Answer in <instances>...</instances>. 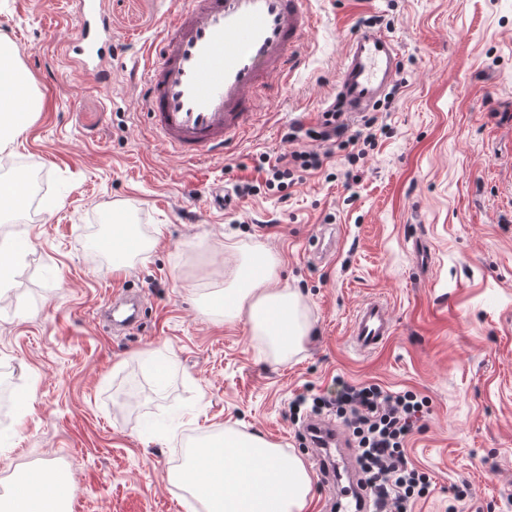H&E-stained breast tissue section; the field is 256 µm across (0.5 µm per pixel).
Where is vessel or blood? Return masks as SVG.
Masks as SVG:
<instances>
[{
  "label": "vessel or blood",
  "mask_w": 512,
  "mask_h": 512,
  "mask_svg": "<svg viewBox=\"0 0 512 512\" xmlns=\"http://www.w3.org/2000/svg\"><path fill=\"white\" fill-rule=\"evenodd\" d=\"M76 63L100 79L102 0H79ZM308 0H173L154 56L146 64L143 134L161 141L187 162L223 153L242 140L258 120L271 77L301 68V47L316 24ZM397 72L394 42L361 29L351 37L336 84L344 111L372 109L388 92ZM392 334L386 306L364 303L356 312L350 342L360 352L382 347ZM306 433L318 447V467L336 486V512H370L371 502L357 479H344L333 452L346 442L334 422L314 419Z\"/></svg>",
  "instance_id": "b4317fda"
}]
</instances>
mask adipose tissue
Segmentation results:
<instances>
[{"label":"adipose tissue","instance_id":"ef3b65f1","mask_svg":"<svg viewBox=\"0 0 512 512\" xmlns=\"http://www.w3.org/2000/svg\"><path fill=\"white\" fill-rule=\"evenodd\" d=\"M30 103V82L17 51L0 42V150L22 134L15 116ZM210 312L225 320L247 319L280 360L302 350L311 330L302 293L280 285L278 260L228 253L222 288L206 297ZM171 482L190 492L203 512H308L312 480L300 456L235 428L190 449L186 463L170 472ZM5 512H63L61 479L55 466L19 474Z\"/></svg>","mask_w":512,"mask_h":512}]
</instances>
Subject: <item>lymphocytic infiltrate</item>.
I'll return each mask as SVG.
<instances>
[{
  "instance_id": "1",
  "label": "lymphocytic infiltrate",
  "mask_w": 512,
  "mask_h": 512,
  "mask_svg": "<svg viewBox=\"0 0 512 512\" xmlns=\"http://www.w3.org/2000/svg\"><path fill=\"white\" fill-rule=\"evenodd\" d=\"M377 125L378 118L373 114L363 115L356 125H349L341 119L339 104H332L316 126L306 129L293 125L283 134V142L293 147L289 159L272 160L259 155L257 167L266 173L263 185L241 182L235 184L234 191L245 197L256 194L262 186L279 190L302 180L304 174L322 171L323 155L295 150V142L304 137L331 149L348 150L349 162H357L359 156L352 153V146L360 143L375 147ZM313 403L315 409L335 411L355 439L361 484L375 512H408L410 504L424 494L428 485L426 474L408 460L404 448L422 418L424 399L411 391L394 393L376 384H350L336 377L326 395L314 398Z\"/></svg>"
}]
</instances>
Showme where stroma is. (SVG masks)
I'll return each instance as SVG.
<instances>
[{"label": "stroma", "instance_id": "35a3bbf8", "mask_svg": "<svg viewBox=\"0 0 512 512\" xmlns=\"http://www.w3.org/2000/svg\"><path fill=\"white\" fill-rule=\"evenodd\" d=\"M169 2L104 0L102 83L63 56L78 0H0V37L43 100L0 152V176L21 172L45 190L0 217V243L20 254L0 295L11 380L0 400L28 398L7 414L0 484L51 464L70 473L69 512H201L168 481L192 442L231 426L312 464L289 407L338 376L427 399L407 452L431 487L412 512H512V0H309L317 25L301 71L247 138L192 163L141 136L144 64ZM373 15L402 83L375 110L387 135L356 180L338 151L286 194L262 189L256 157L289 152V126L318 124L349 38ZM246 180L260 192L233 196ZM217 189L221 211L207 203ZM107 209L142 242L119 276L98 245ZM417 240L433 254L425 271ZM228 243L278 256L281 284L306 298L311 334L288 360L268 355L246 320L206 312ZM123 287L143 311L116 336L100 313ZM372 298L393 334L359 354L350 321ZM150 418L164 427L145 432Z\"/></svg>", "mask_w": 512, "mask_h": 512}]
</instances>
